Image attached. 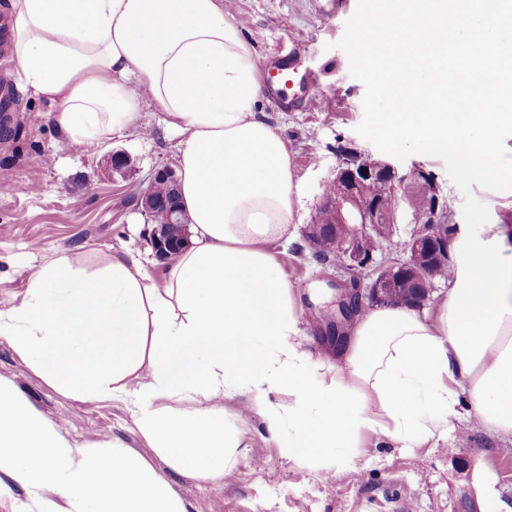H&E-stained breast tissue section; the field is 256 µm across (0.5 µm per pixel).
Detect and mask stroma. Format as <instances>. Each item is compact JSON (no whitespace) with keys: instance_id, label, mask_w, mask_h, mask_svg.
Returning <instances> with one entry per match:
<instances>
[{"instance_id":"1","label":"stroma","mask_w":512,"mask_h":512,"mask_svg":"<svg viewBox=\"0 0 512 512\" xmlns=\"http://www.w3.org/2000/svg\"><path fill=\"white\" fill-rule=\"evenodd\" d=\"M356 7L357 0H234L230 11L256 57L290 58L319 78L320 108L283 109L265 88L257 109L284 138L300 189L292 237L268 248L288 282L316 288L300 305L307 346L324 355L330 349L315 325L336 302L333 281L340 272L315 261L305 232L336 167L337 147L372 148L355 131L365 88L337 47ZM52 111L49 101L25 94L16 82L0 102V174L12 183L0 191V303L21 300L30 278L63 252L90 275L113 253L127 252L149 275L162 278L167 266L154 256L152 227L135 199L156 168L176 167L181 134L147 102L136 124L112 140L66 146ZM115 153L130 160L123 172L110 169ZM0 380L14 385L70 443L123 440L169 481L187 512H478L482 480L502 512H512V441L475 425L464 412L452 419L450 433L413 448L366 437L356 473L343 463L324 468L289 457L256 415L243 424L245 455L223 479L211 482L173 473L140 437L123 400L61 393L3 338Z\"/></svg>"}]
</instances>
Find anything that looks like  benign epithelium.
<instances>
[{
	"mask_svg": "<svg viewBox=\"0 0 512 512\" xmlns=\"http://www.w3.org/2000/svg\"><path fill=\"white\" fill-rule=\"evenodd\" d=\"M379 179L392 186L394 194L374 196L372 185ZM329 183L340 191L334 197L322 195L316 208L329 211V239L341 255L349 278L335 284L342 296L337 301L334 320L325 324L319 335L337 347L345 339V327L354 321L365 302L380 304L388 300L406 280L417 285L412 303L424 304L434 288L436 270L451 261V240L445 233L450 215L446 196L432 170L416 163L403 168L389 158L352 145L338 148V164ZM177 189L175 170L162 166L154 171L146 190L136 197V208L148 218L156 208L168 203ZM411 194L425 200L426 220L419 221L404 239L396 257L374 264L378 249L374 229L379 224H390L395 230L398 224L409 220L402 200ZM151 244L159 261L172 259L176 251L190 245L188 225L182 223L176 211H171L169 223L153 228ZM367 269L371 270L372 280L365 286L362 278Z\"/></svg>",
	"mask_w": 512,
	"mask_h": 512,
	"instance_id": "7a95c632",
	"label": "benign epithelium"
}]
</instances>
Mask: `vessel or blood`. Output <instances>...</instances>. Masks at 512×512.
<instances>
[{
  "instance_id": "obj_1",
  "label": "vessel or blood",
  "mask_w": 512,
  "mask_h": 512,
  "mask_svg": "<svg viewBox=\"0 0 512 512\" xmlns=\"http://www.w3.org/2000/svg\"><path fill=\"white\" fill-rule=\"evenodd\" d=\"M260 67L268 87L277 94L281 105L308 110L317 108L314 87L318 79L315 74L299 70L293 62L272 57L261 59Z\"/></svg>"
}]
</instances>
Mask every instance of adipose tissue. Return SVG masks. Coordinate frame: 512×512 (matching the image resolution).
I'll use <instances>...</instances> for the list:
<instances>
[{"label": "adipose tissue", "mask_w": 512, "mask_h": 512, "mask_svg": "<svg viewBox=\"0 0 512 512\" xmlns=\"http://www.w3.org/2000/svg\"><path fill=\"white\" fill-rule=\"evenodd\" d=\"M25 92L48 98L69 143L135 124L152 102L180 130V201L194 237L155 281L127 253L93 277L63 254L0 311V338L79 399L130 402L141 437L175 472L218 481L244 455L222 401L251 394L289 456L355 466L364 433L410 446L467 411L512 437V231L456 230L448 295L357 317L335 357L304 350L300 288L265 243L294 222L288 147L256 112L261 73L224 0H6ZM333 366L331 380L317 368ZM0 475L16 512H187L117 438L74 445L0 381Z\"/></svg>", "instance_id": "obj_1"}]
</instances>
